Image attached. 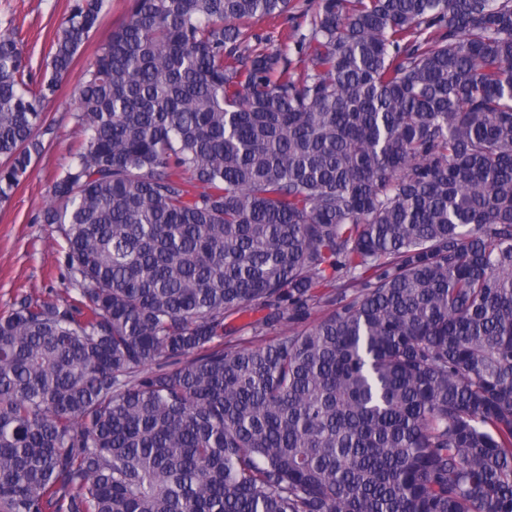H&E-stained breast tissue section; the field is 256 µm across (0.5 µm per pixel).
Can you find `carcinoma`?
<instances>
[{
  "instance_id": "cac0c4a2",
  "label": "carcinoma",
  "mask_w": 512,
  "mask_h": 512,
  "mask_svg": "<svg viewBox=\"0 0 512 512\" xmlns=\"http://www.w3.org/2000/svg\"><path fill=\"white\" fill-rule=\"evenodd\" d=\"M0 29V198L98 25ZM130 0L0 316V512H512V0ZM274 308L270 342L226 319ZM321 316L310 326L311 310ZM319 1L320 0H294L293 3L296 4V9L293 10L295 11L294 13L288 16V24L285 25L288 26V29H285V26L279 25V23L275 24V26L267 23H258L254 26L255 31L262 36L270 31H274L278 43L282 45V48L288 51L291 57L295 58V41L297 40L298 33H306L308 29L307 20L305 21L300 11L308 12L309 19L310 15L318 9ZM292 17H294V19H292ZM299 23L302 24L300 31H294L291 26H297ZM268 312L269 309L265 308L263 305L255 304L248 308L247 311L239 315H234L231 320H228L235 330L232 340L236 341L235 343L244 345L250 342L258 343L260 339L268 342L276 338V336H278V330H268L265 336L259 338L254 337L253 323L263 318Z\"/></svg>"
}]
</instances>
